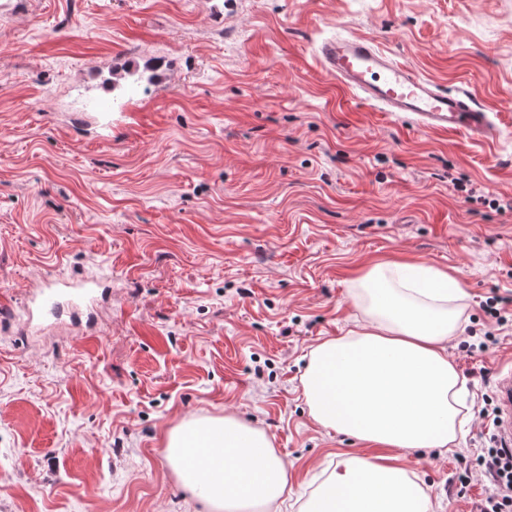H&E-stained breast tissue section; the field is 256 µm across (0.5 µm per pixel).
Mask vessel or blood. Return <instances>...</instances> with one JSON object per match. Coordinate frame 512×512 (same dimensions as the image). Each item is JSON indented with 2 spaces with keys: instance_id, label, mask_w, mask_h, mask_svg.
<instances>
[{
  "instance_id": "obj_1",
  "label": "vessel or blood",
  "mask_w": 512,
  "mask_h": 512,
  "mask_svg": "<svg viewBox=\"0 0 512 512\" xmlns=\"http://www.w3.org/2000/svg\"><path fill=\"white\" fill-rule=\"evenodd\" d=\"M316 54L320 65L353 96L380 111L409 117L425 129L452 132L477 141L496 136L489 111L466 91H446L422 78L412 68L396 61L368 38L336 37L321 42ZM100 294L96 281L54 282L28 293L22 303L23 330L43 327L49 315L64 309L70 318L90 319ZM498 440L512 444V373L497 380Z\"/></svg>"
}]
</instances>
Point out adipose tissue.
<instances>
[{"mask_svg":"<svg viewBox=\"0 0 512 512\" xmlns=\"http://www.w3.org/2000/svg\"><path fill=\"white\" fill-rule=\"evenodd\" d=\"M355 283L370 298V322L317 344L302 383L316 423L375 453L340 457L301 512H434L390 451L447 448L464 429V384L445 348L461 285L409 262L372 266ZM166 451L182 485L214 512L227 502L269 510L288 493V465L271 439L235 416L172 429Z\"/></svg>","mask_w":512,"mask_h":512,"instance_id":"adipose-tissue-1","label":"adipose tissue"}]
</instances>
